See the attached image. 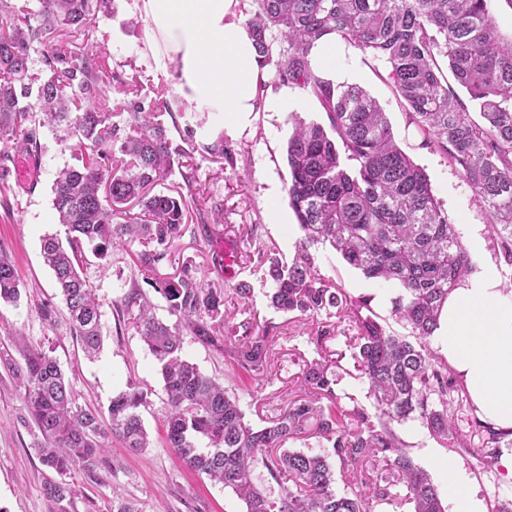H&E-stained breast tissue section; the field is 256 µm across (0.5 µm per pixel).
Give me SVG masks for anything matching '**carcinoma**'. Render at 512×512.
<instances>
[{"mask_svg": "<svg viewBox=\"0 0 512 512\" xmlns=\"http://www.w3.org/2000/svg\"><path fill=\"white\" fill-rule=\"evenodd\" d=\"M253 2L248 25L261 67L270 68L272 83L309 92L324 114L322 121L288 117V206L302 238L290 264L257 249L254 273L271 282L269 302L278 312L310 319L339 307L351 313L355 369L368 385L375 414L343 408L334 390L336 374L328 362L313 361L303 365L302 377L315 400H301L267 425L253 427L235 393L183 357L184 338L228 352L231 370L243 383L267 371L276 326L248 320L225 326L226 289L185 265L174 277H153L152 287L176 317L173 324L157 319L135 286L122 299L125 309L138 307L136 328L160 365L168 399L167 446L189 468L233 491L243 512H370L394 500L396 483L406 487L414 512H445L437 484L414 462L393 423L417 418L442 441L468 447L456 434L448 363L427 339L438 327L448 292L472 272L471 257L427 173L396 145L377 100L360 86L322 77L309 50L334 33L370 61L388 65L390 84L422 145L444 153L463 174L512 263V38L499 34L492 0ZM110 9L111 0H0V141L17 154L35 152L49 126L64 128L62 142L74 139L79 147L76 164L61 169L52 186V207L68 228L67 242L48 235L41 253L59 286L70 330L89 358L101 348L102 324L99 300L80 272L82 244L105 255L137 241L138 270L157 273L168 260L170 242L182 235L190 208L198 215L193 235L207 241L213 229L204 214L218 216L222 205H208L190 164L180 172L187 193H154V186L172 173L174 158L199 150L234 163L222 131L198 143L196 131L187 128L183 144L173 145L158 120L174 112L161 89L147 103L123 101L128 128L111 122L103 94L116 77L94 25ZM37 46L45 47L41 63L48 72L39 82L32 58ZM446 68L479 107L480 119L448 86ZM133 201L140 206L135 217L126 210ZM325 243L365 278L398 285L392 313L410 326L411 338L390 333L368 300L354 299L321 277L311 248ZM19 298L14 265L0 255V303ZM20 348L24 365L0 353V366L23 389L44 437L37 456L60 480L46 482L43 495L59 507L75 494L65 480L75 466L93 471L105 464L108 436L131 452L149 447L138 414L146 394L128 385L112 399L106 427L97 410L78 403L50 351L23 340ZM307 433L327 441L331 452L285 448ZM487 434L482 447L489 449L491 464L512 434ZM376 454L387 474L372 483L354 478L341 492L334 488L330 457L347 469ZM259 470L279 493L257 483Z\"/></svg>", "mask_w": 512, "mask_h": 512, "instance_id": "cac0c4a2", "label": "carcinoma"}]
</instances>
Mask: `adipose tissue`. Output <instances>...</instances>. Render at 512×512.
<instances>
[{"instance_id": "obj_1", "label": "adipose tissue", "mask_w": 512, "mask_h": 512, "mask_svg": "<svg viewBox=\"0 0 512 512\" xmlns=\"http://www.w3.org/2000/svg\"><path fill=\"white\" fill-rule=\"evenodd\" d=\"M145 38L160 71L175 70V90L191 108L224 115L225 128L255 111L261 68L242 0H137ZM324 78L353 75V49L329 34L310 49ZM435 342L459 375L478 412L495 427L512 430V297L495 266H484L451 291ZM450 512H481L466 476L438 460Z\"/></svg>"}]
</instances>
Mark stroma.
Segmentation results:
<instances>
[{"label": "stroma", "mask_w": 512, "mask_h": 512, "mask_svg": "<svg viewBox=\"0 0 512 512\" xmlns=\"http://www.w3.org/2000/svg\"><path fill=\"white\" fill-rule=\"evenodd\" d=\"M136 15L135 0H115L113 13L97 19L99 32L106 36L113 74L123 80L139 76L138 95L147 100L154 97L157 88H164L174 101V116L162 118L172 139H179V129L185 125L195 128L200 141L220 131L225 147L234 156L233 163L228 164L213 161L202 152L195 154L193 164L199 182L206 194L223 205V222L216 225L207 242L196 239L191 230H184L173 241L170 260L160 266V275H177L187 263L205 273L215 286H223L224 274L214 269L213 261L220 257L221 246L229 242L238 253L235 279L251 280L254 251L242 239L249 226L258 243L280 257L293 258L301 233L288 206L289 126L285 116L255 112L245 123L228 129L221 118L205 109L186 108L176 98L175 77L157 72L143 26L130 25V18ZM354 69V84L381 103L396 141L425 169L435 197L453 224L482 225L481 244L469 249L474 264L493 263L504 281H512V266L505 262L497 246L488 215L475 202L463 175L442 152L423 146L421 136L409 126L403 106L385 79L384 65L365 62L358 52L354 55ZM61 135V130L44 129L33 187L19 185L11 177L6 192L0 194V254L13 262L21 291L17 304L0 305V350L13 349L18 336L29 345L52 348L80 404L103 411L113 397L126 390L128 383H137L147 394L139 414L151 439L149 448L137 454L127 451L118 440H111L107 465L92 472L74 468L67 480L76 485L78 493L64 508L66 512H116L119 502L129 501L137 512H242L243 504L235 494L188 468L165 443L162 420L168 405L159 366L133 325V312L118 307L135 285L150 300L159 319L167 323L172 320L165 299L131 261L139 243L105 255L97 253L92 245H84L81 270L101 304L104 341L97 357L87 359L70 333L54 275L41 255L45 235H66L52 209L51 187L57 172L74 164L78 148L64 146ZM313 253L325 279L344 288L351 297L371 299L373 311L385 326L396 334L408 335V327L392 315L390 300H375L374 282L347 265L331 247L318 245ZM251 282L253 292L248 300L227 303L229 323L248 318L262 326L275 324L278 330L272 340L267 373L253 377L247 393L240 396L246 420L254 426H264L280 409L307 398L302 366L321 356L337 364L336 392L342 395L343 406L355 404L371 409L368 386L354 368V350L349 341L353 329L346 314L311 320L277 312L269 303L270 284ZM325 324L332 325L334 336L319 350L310 338ZM394 429L415 462L430 474H437L436 460L440 457L464 470L476 486L485 512H500L502 506L512 504V479L499 466L484 465L480 449L444 446L416 419L395 424ZM41 440L42 435L25 408L22 390L12 374L0 367V506L6 512L51 510L42 493L51 473L36 454Z\"/></svg>", "instance_id": "35a3bbf8"}]
</instances>
